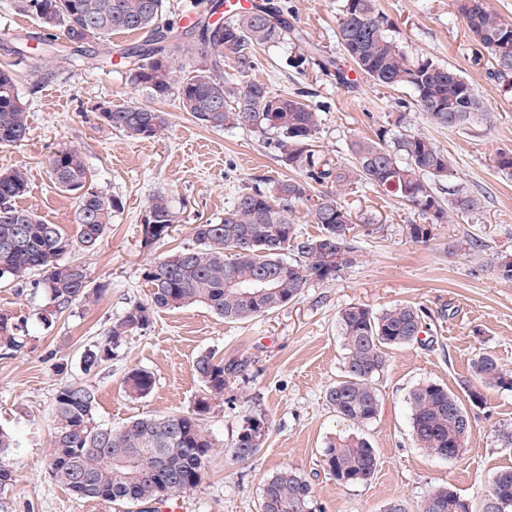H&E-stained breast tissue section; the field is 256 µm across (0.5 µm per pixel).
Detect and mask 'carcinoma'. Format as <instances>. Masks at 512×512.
<instances>
[{
    "mask_svg": "<svg viewBox=\"0 0 512 512\" xmlns=\"http://www.w3.org/2000/svg\"><path fill=\"white\" fill-rule=\"evenodd\" d=\"M471 43L491 64L489 75L512 83V19L487 6L486 0H455ZM25 8L48 31L49 40L63 36L66 48L78 54L90 40L105 41L114 32L146 31L151 39L121 52L127 59V78L153 100L175 96L181 111L215 129L241 128L273 132L280 161L302 177L277 181L268 192L254 187L241 192L224 210L218 223L192 227L193 244L168 253L143 268L149 286L147 298L129 305L112 322L107 334L83 353V368L92 373L112 360L128 337L147 328L162 309L194 304L207 306L228 321L256 318L299 299L311 282H329L358 263L355 222L336 199L337 187L368 184L407 203L417 220L405 225L414 243L430 239V226L448 221V214L475 215L483 200L463 186L443 198L440 182L452 176L448 155L431 138L398 131L403 117L381 125L371 138L350 141L348 167L321 162L313 143L321 116L309 104L308 91L291 96L274 94L252 79L258 67V49L288 40H303L297 19L277 0H257L224 22H197L181 31L161 23L166 0H26ZM337 38L354 70L379 86L404 87L414 93V105L440 129H460L483 123L491 112L484 107L472 83L458 71L428 58L413 57L392 34V25L377 0H339ZM197 59L193 69L175 75V57ZM324 71H334L342 85L349 75L332 58H317ZM105 125L133 139L149 140L161 134L167 119L161 112L137 103L99 113ZM28 111L13 73L0 69V147L22 143L28 135ZM49 175L62 191L77 195L76 231L69 234L30 210L16 206L28 187L20 169L0 174V279L18 288L42 290L48 302L40 320L50 326L71 306L107 285L90 288V274L80 262L67 258L78 248L91 250L104 237L123 202L107 199L88 186L89 170L75 148L56 151ZM311 204L320 234L302 236L292 214L300 204ZM177 223L166 194L152 196L143 218L144 243L163 244ZM498 279L512 282V256L492 258ZM37 272L40 278L33 279ZM261 278L275 284L253 294ZM234 286H229V283ZM425 311L399 304L374 312L352 305L342 309L338 329L346 350L345 375L327 391L337 416L353 424L370 422L378 413L380 397L374 385L387 364V352L422 342ZM26 320L0 312V349L17 352L26 347ZM247 361L228 363L211 353L197 358L194 370L204 391L192 411L168 416L144 415L113 428L93 417L95 394L84 381H64L54 394V446L49 473L78 498L99 499L135 506L161 503L195 489L201 482L213 442L203 420L212 401L224 395L232 377L244 373ZM474 379L490 389L512 390V373L493 355L483 353L472 365ZM131 397H144L153 387L152 375L132 371L125 380ZM412 437L432 457L455 459L464 448L471 424L463 400L448 387L422 382L409 393ZM252 417L239 430L231 456L245 462L260 450L254 442L258 429ZM12 436L0 429V488L13 481L8 455ZM325 470L342 486L372 481L377 457L374 448L357 436H338L323 450ZM485 500L486 512H512V468L499 471ZM259 512H317L311 485L293 469H284L263 485ZM422 512H472L471 505L444 487L430 489Z\"/></svg>",
    "mask_w": 512,
    "mask_h": 512,
    "instance_id": "carcinoma-1",
    "label": "carcinoma"
}]
</instances>
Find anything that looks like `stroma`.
<instances>
[{"label":"stroma","mask_w":512,"mask_h":512,"mask_svg":"<svg viewBox=\"0 0 512 512\" xmlns=\"http://www.w3.org/2000/svg\"><path fill=\"white\" fill-rule=\"evenodd\" d=\"M281 2L297 17L305 40L260 50L254 76L275 93L309 92L321 113L314 144L321 158L348 164L350 140L373 136L380 124L398 120L407 133L429 136L447 152L453 175L443 191L465 186L483 197V209L468 219L449 215L432 226L428 242L415 244L402 232L415 218L407 204L364 186L341 191L340 202L370 220L359 228L356 266L336 280L309 283L300 299L250 320L228 322L202 305L157 312L111 361L84 375L83 351L130 304L145 299V264L191 244L192 225L219 222L239 192L270 189L293 172L280 162L274 136L204 127L175 98L152 101L134 89L119 51L140 43L141 34L94 40L85 54L68 57L62 47L44 45L46 31L22 0H0V68L13 70L29 112L26 141L0 148V173H28L29 188L17 206L74 230L76 199L56 188L48 173L50 156L70 147L81 151L91 188L124 203L102 241L74 253L92 283H107L102 295L74 304L47 328L38 319L47 302L43 292L0 283V312L25 317L29 330L23 352L0 350V427L16 440L10 455L14 480L0 489V512H124L103 500L75 498L50 476L57 384L87 379L95 391V420L115 427L148 414L187 413L203 390L193 364L206 352L246 359L247 370L227 384L205 417L214 450L199 486L179 494L182 512H258L263 484L285 468L309 481L319 512H385L395 500L404 501L408 512H420L435 486L477 507L494 475L512 468V447L499 438L500 428L512 423V391L484 390V402L469 407V436L453 460L416 446L408 404L410 391L425 381L461 393L473 381V360L483 353L512 372V282L498 279L488 262L495 252L512 255V176L495 166L499 152L512 150V88L493 79L487 60L475 54L455 0H377L406 50L460 70L493 114L488 124L436 128L414 107L411 89L379 86L362 76L346 87L317 66L300 63L311 47L327 57L340 55L337 0ZM22 41L37 48L51 79L40 80L31 62L18 59L14 48ZM132 102L163 112L165 134L134 140L99 121L101 108ZM159 191L168 195L177 224L162 246L150 249L142 218ZM466 236L479 239L481 249L449 253V244ZM399 303L426 309L429 343L390 350L375 379L376 417L359 426L344 422L326 400L327 389L345 374L337 316L351 305L379 312ZM135 369L148 371L154 381L150 394L139 399L122 386ZM254 416L266 418L269 435L253 459L236 462L230 450ZM340 434L363 437L374 448L377 469L369 484L342 486L324 469L322 452Z\"/></svg>","instance_id":"35a3bbf8"}]
</instances>
